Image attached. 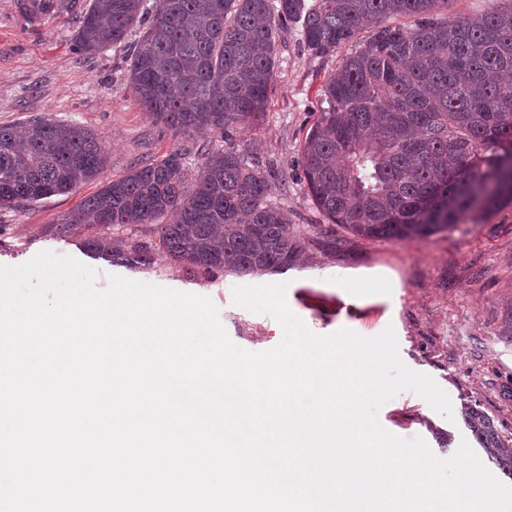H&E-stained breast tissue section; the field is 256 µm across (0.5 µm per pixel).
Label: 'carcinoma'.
I'll use <instances>...</instances> for the list:
<instances>
[{
    "label": "carcinoma",
    "mask_w": 512,
    "mask_h": 512,
    "mask_svg": "<svg viewBox=\"0 0 512 512\" xmlns=\"http://www.w3.org/2000/svg\"><path fill=\"white\" fill-rule=\"evenodd\" d=\"M438 0H155L129 82L138 104L176 135H220L190 178L181 155L135 165L65 218L62 231L155 224L158 242L106 236L88 250L129 266L153 251L207 272L285 274L302 252L288 214L270 201L260 161L233 132L265 113L278 31L301 28L307 51L329 56L361 29L323 94L328 108L301 151L307 194L331 223L366 239L425 238L478 224L512 204V9L453 20ZM142 0H92L74 35L95 53L143 22ZM418 17L413 29L388 24ZM108 150L77 124L29 119L0 126V208L72 192L99 179ZM464 423L512 480V442L475 405Z\"/></svg>",
    "instance_id": "cac0c4a2"
}]
</instances>
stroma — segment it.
<instances>
[{
	"label": "stroma",
	"instance_id": "obj_1",
	"mask_svg": "<svg viewBox=\"0 0 512 512\" xmlns=\"http://www.w3.org/2000/svg\"><path fill=\"white\" fill-rule=\"evenodd\" d=\"M18 2L0 0V125L32 116L79 124L104 142L109 164L100 180L70 194L0 208V265L18 266L48 251L93 268L101 288L117 275L207 296L236 345L253 352L277 346L280 324L232 301L233 287L270 284L273 276L246 281L229 272L208 275L161 252L151 264L129 268L87 252L82 234L56 232L83 198L130 167L177 152L194 171L224 143L216 136H174L139 106L128 75L141 27L121 43L85 53L73 36L89 0L53 7L36 19L22 18ZM369 35L362 29L336 54L316 57L304 48L296 26L282 30L265 116L237 130L235 139L262 163L271 200L287 211L303 245L297 266L284 276L290 309L319 335L347 328L373 337L394 327L401 360L449 395L453 417L445 419L414 393L403 392L381 407L379 420L401 438L423 437L436 456L447 458L470 437L463 412L471 404L512 440V205L479 224L400 242L358 237L333 227L315 208L305 191L302 143L326 107V79L340 57ZM354 275L380 276L385 283L355 295L344 287Z\"/></svg>",
	"mask_w": 512,
	"mask_h": 512
}]
</instances>
